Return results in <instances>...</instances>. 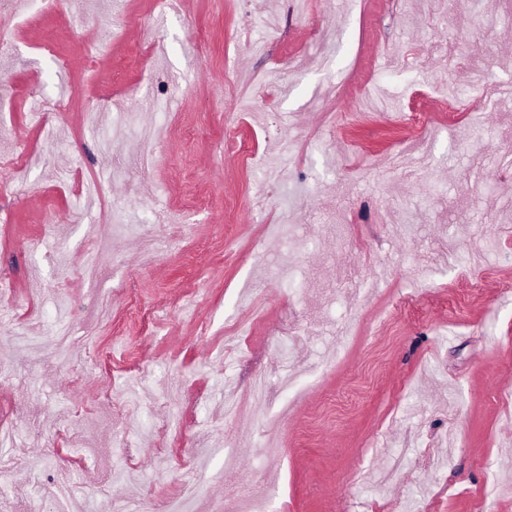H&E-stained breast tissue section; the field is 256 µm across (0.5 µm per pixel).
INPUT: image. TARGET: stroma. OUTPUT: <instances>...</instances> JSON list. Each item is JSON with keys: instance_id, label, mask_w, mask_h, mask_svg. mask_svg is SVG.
Returning <instances> with one entry per match:
<instances>
[{"instance_id": "stroma-1", "label": "stroma", "mask_w": 512, "mask_h": 512, "mask_svg": "<svg viewBox=\"0 0 512 512\" xmlns=\"http://www.w3.org/2000/svg\"><path fill=\"white\" fill-rule=\"evenodd\" d=\"M112 2L0 12L26 149L0 157V512H151L188 484L225 512L229 455L269 512H479L512 469V96L444 112L441 89L512 86V0ZM261 370L301 373L287 419L225 415ZM129 389L138 411L98 403Z\"/></svg>"}]
</instances>
